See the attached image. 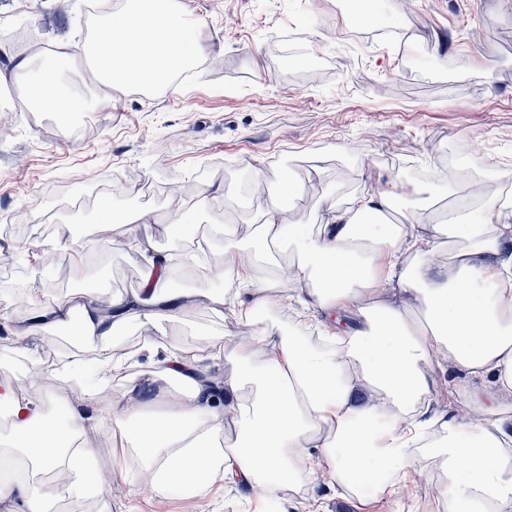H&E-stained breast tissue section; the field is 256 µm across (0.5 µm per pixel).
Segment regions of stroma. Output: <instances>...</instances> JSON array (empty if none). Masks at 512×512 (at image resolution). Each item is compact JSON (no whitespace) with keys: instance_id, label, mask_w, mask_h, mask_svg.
Masks as SVG:
<instances>
[{"instance_id":"stroma-1","label":"stroma","mask_w":512,"mask_h":512,"mask_svg":"<svg viewBox=\"0 0 512 512\" xmlns=\"http://www.w3.org/2000/svg\"><path fill=\"white\" fill-rule=\"evenodd\" d=\"M84 0H0V29L18 20L60 55L62 84L86 80L88 64L75 48L85 37ZM349 0H183L201 19V45L210 49L201 66L204 80L240 79V92L202 87L171 89L155 97L99 89L82 104L80 120L65 126L27 102L0 112V225L12 223L8 247L26 240L34 255L48 253L57 234L34 235L32 224L58 216L67 225L69 250L83 276L58 285L54 301L88 288L129 295L139 282L145 244L160 251L188 248L208 237L211 253L223 255L216 229L224 217L208 187L241 196L243 181L262 176L280 184L282 175L303 185L288 214L302 223H324L326 198L337 206L370 189L377 179L394 180L403 199L391 214L435 223L448 208L468 200L465 184L442 172L445 153L466 160L473 177L493 185L512 202V0H378L381 13L401 20L397 29L352 22ZM223 62L214 70L213 62ZM482 148L479 158L469 145ZM102 183L120 182L119 192L97 193L94 203L73 214L59 204L83 187L86 173ZM201 208L206 223L170 239L163 225L140 228L136 237L112 242L100 228L103 201L113 210L167 215L174 209L171 185ZM241 318L228 305L216 312L197 307L167 322L162 340L187 348L208 337L229 339ZM25 350L0 330V380L16 368L43 364L49 354L81 351L71 334L39 330ZM433 418L466 403L470 393L494 388L492 377H463L449 385L434 373ZM103 436L96 467L103 483L121 493L72 501L69 512H264L263 503L238 486L217 481L205 492L154 499L126 488L112 467ZM441 471L426 462V477L412 490L386 496L368 487L360 495L317 476L281 495L279 512H305L317 499L321 512H438Z\"/></svg>"}]
</instances>
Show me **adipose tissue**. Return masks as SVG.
Wrapping results in <instances>:
<instances>
[{
	"label": "adipose tissue",
	"mask_w": 512,
	"mask_h": 512,
	"mask_svg": "<svg viewBox=\"0 0 512 512\" xmlns=\"http://www.w3.org/2000/svg\"><path fill=\"white\" fill-rule=\"evenodd\" d=\"M10 78L35 89L38 107L63 116L72 111L55 58L13 60L10 72L0 71L1 83ZM254 190L266 201L263 235L244 245L239 225L224 227V264L216 273L236 283L233 295L164 287L170 257L150 251L140 268L142 288L129 299H107L91 288L78 306L44 308L37 289L28 290L20 311H39L42 320L70 328L99 356L88 364L72 355L54 372L65 386L74 376L90 377L76 389L64 426L33 393L29 371L0 383V407L13 417L0 460L19 459L29 469L25 478L0 477V512H54L61 488L76 500L98 496L95 437L106 430L113 468L158 498L188 487L204 491L219 478L271 500L307 475L350 490L375 480L391 493L425 473L418 444L428 424L420 408L435 388L436 368L448 362L512 387V257L501 256L512 224L501 219L498 191L471 183L477 209L466 221L404 227L386 221L399 194L379 182L347 207L328 204L327 222L313 231L287 217L283 201L296 186L275 190L258 177ZM368 215L375 223H365ZM447 234L460 243L443 264L430 243ZM271 245L292 249L296 264L262 266L260 255ZM292 292L330 314L351 309L359 327L343 332L327 323L315 341L307 321L274 332L265 314L287 304ZM229 300L252 325L245 342L227 347L211 340L197 350L152 335L192 307ZM131 323L145 332L151 375L167 385L133 378L122 392L104 396L102 372L125 363L112 340ZM223 357L236 372L218 386L211 369ZM432 445L453 512H512V416L498 403L474 394L464 410L443 417Z\"/></svg>",
	"instance_id": "1"
}]
</instances>
